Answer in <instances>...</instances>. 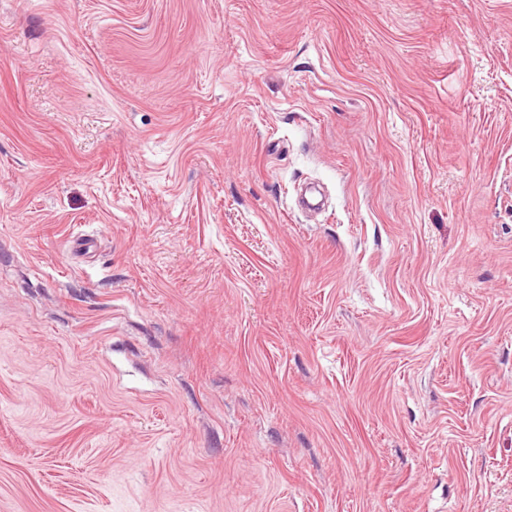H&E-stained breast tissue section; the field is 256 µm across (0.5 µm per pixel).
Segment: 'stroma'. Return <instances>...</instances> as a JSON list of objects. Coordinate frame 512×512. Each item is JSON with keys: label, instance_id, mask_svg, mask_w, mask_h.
<instances>
[{"label": "stroma", "instance_id": "obj_1", "mask_svg": "<svg viewBox=\"0 0 512 512\" xmlns=\"http://www.w3.org/2000/svg\"><path fill=\"white\" fill-rule=\"evenodd\" d=\"M0 512H512V0H0Z\"/></svg>", "mask_w": 512, "mask_h": 512}]
</instances>
